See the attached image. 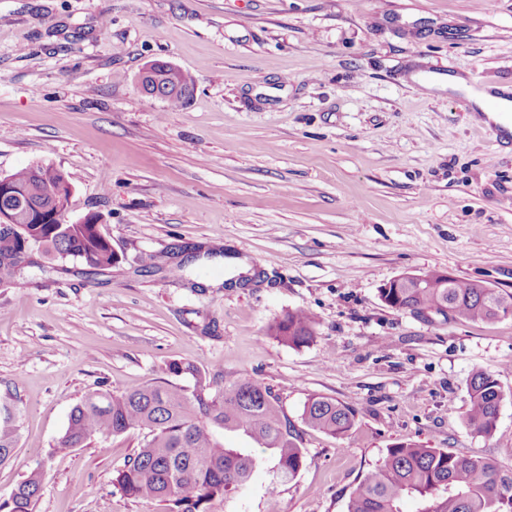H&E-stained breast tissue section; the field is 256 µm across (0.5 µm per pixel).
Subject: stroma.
<instances>
[{
  "mask_svg": "<svg viewBox=\"0 0 512 512\" xmlns=\"http://www.w3.org/2000/svg\"><path fill=\"white\" fill-rule=\"evenodd\" d=\"M154 61L195 77L186 104L143 92ZM448 75L512 89V0H0V176L62 170L69 222L97 216L117 256L0 287V393L21 410L0 501L37 468L36 512H166L114 484L141 432L58 442L85 396L173 360L263 382L305 450L275 494L267 455L210 512H346L401 442L512 469V318L379 296L429 270L512 293V141L432 87ZM297 309L310 343L268 336ZM476 371L504 394L488 435L465 422ZM312 395L354 411L345 436L304 424Z\"/></svg>",
  "mask_w": 512,
  "mask_h": 512,
  "instance_id": "1",
  "label": "stroma"
}]
</instances>
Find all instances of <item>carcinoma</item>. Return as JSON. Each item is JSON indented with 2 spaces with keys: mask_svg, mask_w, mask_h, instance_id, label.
I'll return each mask as SVG.
<instances>
[{
  "mask_svg": "<svg viewBox=\"0 0 512 512\" xmlns=\"http://www.w3.org/2000/svg\"><path fill=\"white\" fill-rule=\"evenodd\" d=\"M150 74L178 87L165 100L178 107L192 96L195 78L173 66L155 62ZM20 198L6 199L0 206L15 207L19 201L38 204L49 201L62 211L68 192L59 190L60 170L51 165L21 169L10 175ZM36 250L22 251L19 241L0 235V286L21 288L25 271L38 267L37 256L51 260H76L89 271L112 267L115 261L109 243L94 224H28ZM414 288H382L380 298L388 306L424 316L492 322L494 304L512 294L471 280L444 278L439 270L418 274ZM267 334L288 346H301L315 335V318L303 309L286 313L267 326ZM467 425L474 431L493 432L504 398L497 380L474 372L467 384ZM17 397L0 396V465L9 462L19 447ZM302 418L311 428L336 437L353 426L354 412L323 396L309 397ZM131 430L145 432L140 448L118 472L116 483L126 495L161 502L169 512H209L216 498L233 497L246 489L260 460L217 440L220 431L240 432L254 448L271 451L274 464L268 492L294 479L302 468L303 449L282 420L269 387L257 380L213 388V380L194 362L173 361L164 376L131 391L98 390L76 404L60 440L62 448H79L95 438ZM41 492V477L33 470L0 503V512H35ZM412 499L416 512H512V469L483 459L451 453L440 448H422L411 443L387 449L383 464L368 473L350 496L346 512H403Z\"/></svg>",
  "mask_w": 512,
  "mask_h": 512,
  "instance_id": "carcinoma-1",
  "label": "carcinoma"
}]
</instances>
